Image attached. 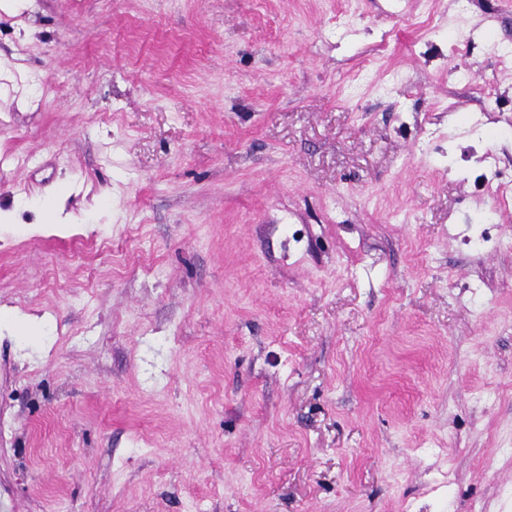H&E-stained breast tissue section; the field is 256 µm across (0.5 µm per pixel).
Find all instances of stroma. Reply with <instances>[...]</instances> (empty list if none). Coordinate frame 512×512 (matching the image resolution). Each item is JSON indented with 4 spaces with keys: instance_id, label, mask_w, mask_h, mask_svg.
I'll return each instance as SVG.
<instances>
[{
    "instance_id": "1",
    "label": "stroma",
    "mask_w": 512,
    "mask_h": 512,
    "mask_svg": "<svg viewBox=\"0 0 512 512\" xmlns=\"http://www.w3.org/2000/svg\"><path fill=\"white\" fill-rule=\"evenodd\" d=\"M504 50L512 0L0 9V512H512ZM64 200L63 196L57 197L53 200L52 204H49L46 216V222L44 224H38L33 231L34 232H51L61 229L75 230V227L71 226L69 214L64 213Z\"/></svg>"
}]
</instances>
